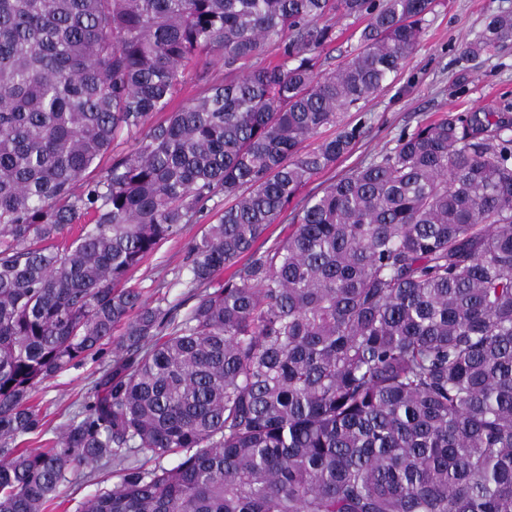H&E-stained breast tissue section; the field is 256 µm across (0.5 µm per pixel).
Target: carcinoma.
<instances>
[{
    "instance_id": "cac0c4a2",
    "label": "carcinoma",
    "mask_w": 512,
    "mask_h": 512,
    "mask_svg": "<svg viewBox=\"0 0 512 512\" xmlns=\"http://www.w3.org/2000/svg\"><path fill=\"white\" fill-rule=\"evenodd\" d=\"M435 5L0 0V512H47L80 465L119 473L80 512H512V119L450 112L292 204ZM342 18L358 48L323 73ZM507 44L497 10L460 56ZM213 51L224 82L149 124ZM221 197L195 303L149 304L130 272ZM108 344L60 436L9 447Z\"/></svg>"
}]
</instances>
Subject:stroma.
I'll return each mask as SVG.
<instances>
[{"instance_id": "1", "label": "stroma", "mask_w": 512, "mask_h": 512, "mask_svg": "<svg viewBox=\"0 0 512 512\" xmlns=\"http://www.w3.org/2000/svg\"><path fill=\"white\" fill-rule=\"evenodd\" d=\"M497 9L512 10V0H440L427 15L422 40L403 70L360 110L345 114V122L361 125L363 135L352 152L337 162L333 175H343L393 148L401 131L451 112H498L512 103V44L470 62L460 58L461 45L473 40L487 13ZM223 209V204L212 205L132 273L131 285L139 288L148 302L163 298L175 304L187 297L180 271L189 249ZM113 357L112 350H105L99 358L82 361L36 386L31 402L47 432L28 435L27 447H42L46 438L56 436L68 413L84 400ZM118 480L112 469L78 467L60 487L48 512H76L83 498Z\"/></svg>"}]
</instances>
